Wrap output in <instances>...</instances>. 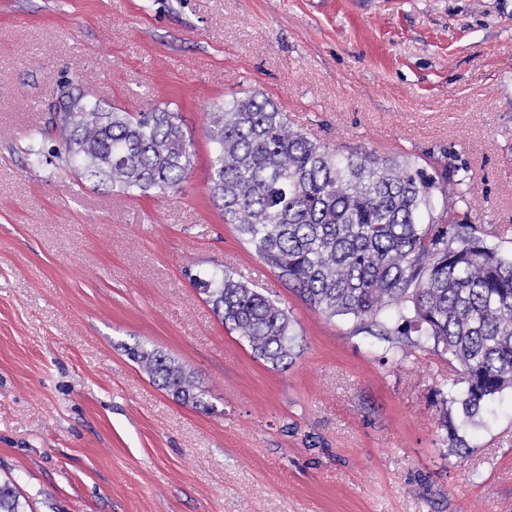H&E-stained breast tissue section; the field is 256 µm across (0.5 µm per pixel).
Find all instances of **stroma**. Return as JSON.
<instances>
[{"instance_id": "obj_1", "label": "stroma", "mask_w": 512, "mask_h": 512, "mask_svg": "<svg viewBox=\"0 0 512 512\" xmlns=\"http://www.w3.org/2000/svg\"><path fill=\"white\" fill-rule=\"evenodd\" d=\"M70 88L178 113L182 190L76 177L48 125ZM245 90L333 147L455 153L470 224L512 254V0H0V478L31 512H512V389L458 456L446 356H384L225 223L207 114ZM216 270L288 310V369L196 292ZM136 345L185 366L209 411L153 383Z\"/></svg>"}]
</instances>
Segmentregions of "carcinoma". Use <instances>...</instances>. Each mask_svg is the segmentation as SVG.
<instances>
[{"instance_id":"cac0c4a2","label":"carcinoma","mask_w":512,"mask_h":512,"mask_svg":"<svg viewBox=\"0 0 512 512\" xmlns=\"http://www.w3.org/2000/svg\"><path fill=\"white\" fill-rule=\"evenodd\" d=\"M58 157L77 176L131 196L181 189L193 165L179 115L127 112L66 92L52 107ZM210 195L240 237L305 304L347 316L397 356L425 342L458 364L450 403L462 424L512 388V256L461 214L470 176L456 157L428 172L418 158L330 148L288 127L270 98L246 91L208 113ZM224 327L274 369L293 362L288 310L229 273L191 277ZM128 355L178 402L209 410L192 374L160 350ZM0 512H27L0 481Z\"/></svg>"}]
</instances>
